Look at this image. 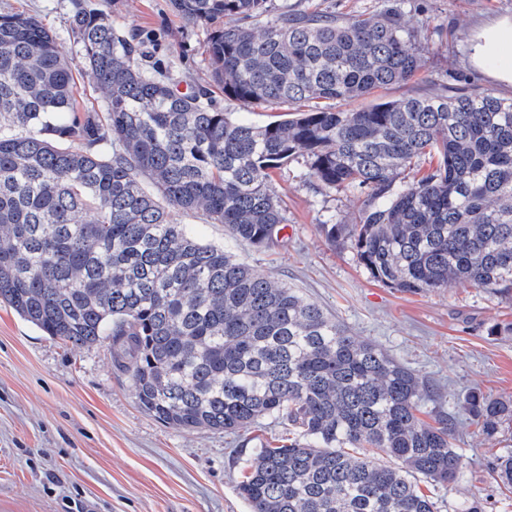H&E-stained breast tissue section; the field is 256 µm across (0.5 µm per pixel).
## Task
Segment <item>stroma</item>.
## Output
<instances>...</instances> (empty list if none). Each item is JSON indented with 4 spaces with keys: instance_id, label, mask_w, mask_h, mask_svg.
Masks as SVG:
<instances>
[{
    "instance_id": "1",
    "label": "stroma",
    "mask_w": 512,
    "mask_h": 512,
    "mask_svg": "<svg viewBox=\"0 0 512 512\" xmlns=\"http://www.w3.org/2000/svg\"><path fill=\"white\" fill-rule=\"evenodd\" d=\"M282 10L333 11L367 18L394 7L425 51L423 69L373 99H399L442 84H468L512 97L469 63V44L482 25L512 18V0H273ZM113 26L136 35L153 62L179 89L212 83L206 45L211 27L177 14L170 0H87ZM22 11L53 32L57 50L78 78L81 105L103 111L92 76L83 68L70 31L75 0H0V12ZM288 223L277 246L256 250L233 240L203 211L175 213L203 243L223 246L269 278L298 288L353 336L369 340L434 384L427 412L456 417L461 473L431 494L439 512L483 499L487 512H512V490L498 483L492 464L512 452V424L485 438L464 409L479 392L512 399V335L491 336L512 323V290L469 283L403 293L375 281L350 244L328 241L323 223H359L364 197L326 193L298 154L273 170L269 183ZM288 436L269 418L240 436L163 424L137 405L127 371L112 360L111 342L72 348L44 334L0 304V512H249L237 484L254 448Z\"/></svg>"
}]
</instances>
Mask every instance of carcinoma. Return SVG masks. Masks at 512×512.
I'll use <instances>...</instances> for the list:
<instances>
[{
	"label": "carcinoma",
	"instance_id": "carcinoma-1",
	"mask_svg": "<svg viewBox=\"0 0 512 512\" xmlns=\"http://www.w3.org/2000/svg\"><path fill=\"white\" fill-rule=\"evenodd\" d=\"M269 2L172 0L211 26L224 97L292 108L261 126L147 73L133 38L84 7L71 27L106 111L81 114L53 33L0 12V302L65 345L112 340L139 407L167 425L288 423L293 437L257 449L242 476L250 512H437L417 481H454L461 456L454 415L418 417L429 378L198 242L173 212L201 209L271 248L287 219L270 170L302 152L320 189L365 195L360 223L323 228L374 280L409 293L512 288V98L442 86L344 110L421 67L401 13H283L258 32ZM426 159L420 178H401ZM465 410L487 438L512 422V400L471 393ZM493 470L512 487V454Z\"/></svg>",
	"mask_w": 512,
	"mask_h": 512
}]
</instances>
